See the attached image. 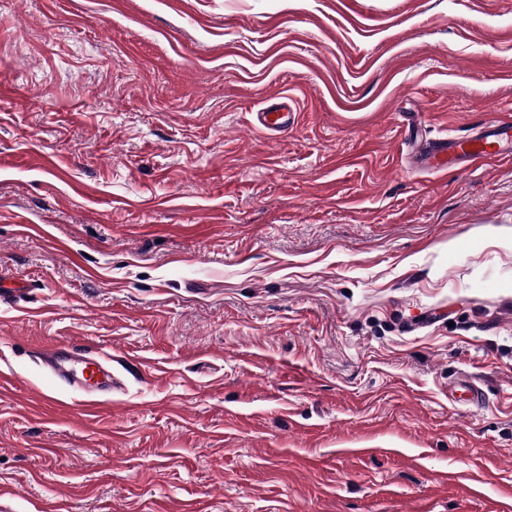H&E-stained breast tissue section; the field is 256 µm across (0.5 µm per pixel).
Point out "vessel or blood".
I'll list each match as a JSON object with an SVG mask.
<instances>
[{"instance_id": "vessel-or-blood-1", "label": "vessel or blood", "mask_w": 512, "mask_h": 512, "mask_svg": "<svg viewBox=\"0 0 512 512\" xmlns=\"http://www.w3.org/2000/svg\"><path fill=\"white\" fill-rule=\"evenodd\" d=\"M293 100L290 96L255 114V124L268 133L281 132L295 122ZM418 153L423 163L433 169H445L462 162H489L512 155V117L495 115L485 121L479 131L469 136L446 135L420 146ZM42 363L50 374L66 388L80 391L87 406H96L101 392L120 390V383L112 382L111 374L102 365L99 356L71 346L47 348ZM449 399L471 406L481 405L484 393L473 378L464 375L448 389Z\"/></svg>"}]
</instances>
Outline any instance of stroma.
<instances>
[{"mask_svg": "<svg viewBox=\"0 0 512 512\" xmlns=\"http://www.w3.org/2000/svg\"><path fill=\"white\" fill-rule=\"evenodd\" d=\"M498 112L512 0H0V512H512ZM293 99L284 95L278 101L255 112V125L268 133L282 132L294 125ZM512 133L511 115L495 114L485 121L480 130L469 136L445 135L419 146L422 162L430 169H445L462 162H489L505 157L512 151L508 147ZM103 357L79 350L72 346L47 348L42 354V363L50 374L66 388L77 390L85 398V407H95L102 402L98 392L121 390L115 374H111L101 364ZM448 397L454 402L479 406L484 402V393L469 375H462L448 388Z\"/></svg>", "mask_w": 512, "mask_h": 512, "instance_id": "obj_1", "label": "stroma"}]
</instances>
